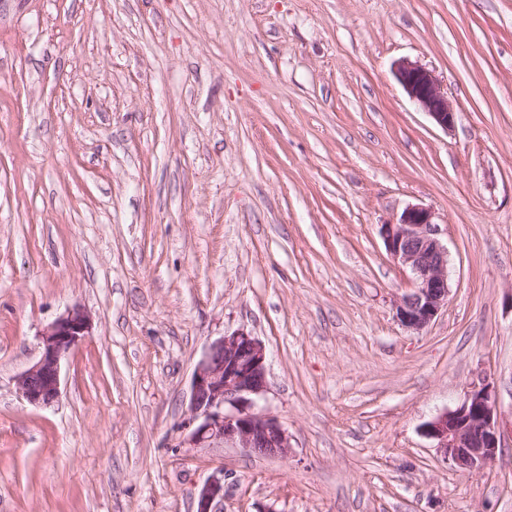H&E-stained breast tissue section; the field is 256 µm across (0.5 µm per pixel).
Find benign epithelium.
Listing matches in <instances>:
<instances>
[{
    "label": "benign epithelium",
    "mask_w": 512,
    "mask_h": 512,
    "mask_svg": "<svg viewBox=\"0 0 512 512\" xmlns=\"http://www.w3.org/2000/svg\"><path fill=\"white\" fill-rule=\"evenodd\" d=\"M395 77L408 98L442 130H452L455 110L434 72L416 61L402 60ZM387 252L412 275L411 292L396 304V316L409 330L425 329L448 303L449 255L432 211L407 207L400 217L381 225ZM92 330L88 311L74 307L40 335V357L16 377L21 396L31 405L47 407L60 396L61 363ZM268 389L266 348L240 330L213 341L198 362L191 380L190 417L182 443L191 448L230 445L260 455L286 457L288 432L274 418L252 411ZM440 455L455 469L478 471L494 460L502 430L489 384L473 385L453 410L438 413L424 425ZM195 512H224V472L209 477L198 489Z\"/></svg>",
    "instance_id": "benign-epithelium-1"
}]
</instances>
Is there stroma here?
<instances>
[{"mask_svg": "<svg viewBox=\"0 0 512 512\" xmlns=\"http://www.w3.org/2000/svg\"><path fill=\"white\" fill-rule=\"evenodd\" d=\"M432 70L452 131L394 76ZM429 208L425 329L380 227ZM79 306L61 396L15 379ZM265 345L288 457L185 448L214 340ZM488 381L512 418V0H8L0 8V512H512L423 427ZM195 512L224 511V474L217 472L198 489L195 497Z\"/></svg>", "mask_w": 512, "mask_h": 512, "instance_id": "35a3bbf8", "label": "stroma"}]
</instances>
